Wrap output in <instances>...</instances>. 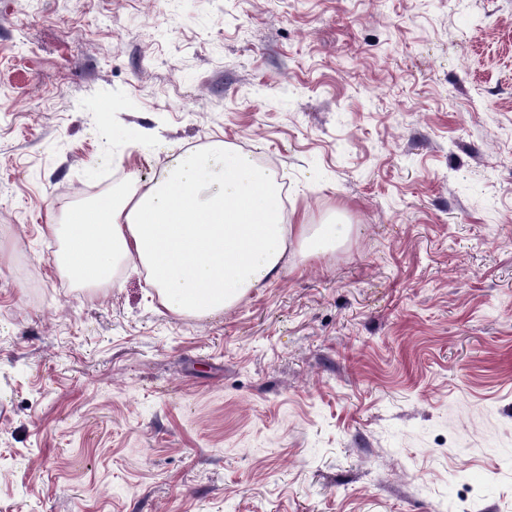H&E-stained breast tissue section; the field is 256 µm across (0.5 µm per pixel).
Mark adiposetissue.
I'll list each match as a JSON object with an SVG mask.
<instances>
[{"mask_svg": "<svg viewBox=\"0 0 512 512\" xmlns=\"http://www.w3.org/2000/svg\"><path fill=\"white\" fill-rule=\"evenodd\" d=\"M163 175L118 200L74 209L58 260L107 281L116 259L140 264L172 312L217 314L278 274L290 242L318 256L344 224L284 221L281 186L252 154L223 144L170 152Z\"/></svg>", "mask_w": 512, "mask_h": 512, "instance_id": "adipose-tissue-1", "label": "adipose tissue"}]
</instances>
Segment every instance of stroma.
Masks as SVG:
<instances>
[{
  "instance_id": "35a3bbf8",
  "label": "stroma",
  "mask_w": 512,
  "mask_h": 512,
  "mask_svg": "<svg viewBox=\"0 0 512 512\" xmlns=\"http://www.w3.org/2000/svg\"><path fill=\"white\" fill-rule=\"evenodd\" d=\"M217 141L351 233L211 317L58 271ZM0 512H512V0H0Z\"/></svg>"
}]
</instances>
